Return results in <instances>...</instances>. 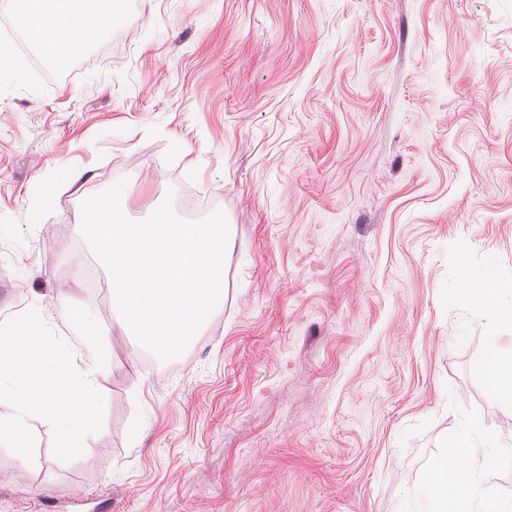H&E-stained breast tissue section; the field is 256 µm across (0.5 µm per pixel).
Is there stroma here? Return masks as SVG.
Here are the masks:
<instances>
[{"label": "stroma", "instance_id": "obj_1", "mask_svg": "<svg viewBox=\"0 0 512 512\" xmlns=\"http://www.w3.org/2000/svg\"><path fill=\"white\" fill-rule=\"evenodd\" d=\"M86 65L0 76V323L117 312L81 204L141 221L183 185L229 225L224 303L186 351L115 335L100 431L69 462L32 417L0 512H415L465 423L512 449L478 367L512 324V0H128ZM466 296L479 300L487 310H492L500 321L511 322L512 314V279L505 280L492 276L470 285Z\"/></svg>", "mask_w": 512, "mask_h": 512}]
</instances>
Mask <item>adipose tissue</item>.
I'll use <instances>...</instances> for the list:
<instances>
[{"instance_id":"obj_1","label":"adipose tissue","mask_w":512,"mask_h":512,"mask_svg":"<svg viewBox=\"0 0 512 512\" xmlns=\"http://www.w3.org/2000/svg\"><path fill=\"white\" fill-rule=\"evenodd\" d=\"M36 7L22 14L21 24L34 47L47 59L63 60L99 37L102 21L111 14L102 0H36ZM468 298L480 301L499 320L512 319V279L490 277L473 283ZM491 392L512 402V346H503L498 336H488L486 359L478 367ZM459 466L437 462L431 473V492L421 498L417 512H512V502L485 499L476 487L455 484Z\"/></svg>"}]
</instances>
